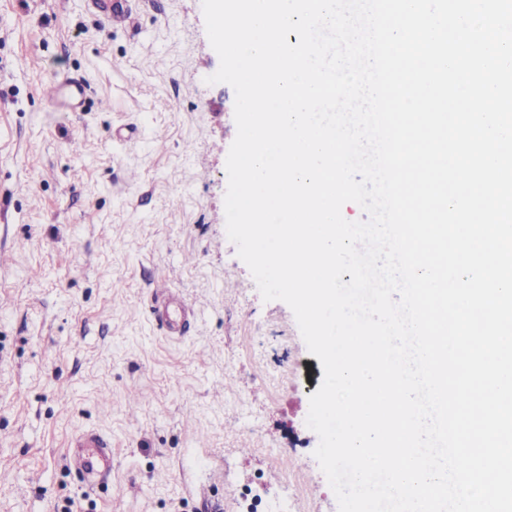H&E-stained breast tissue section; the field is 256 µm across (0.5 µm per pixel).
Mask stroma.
Instances as JSON below:
<instances>
[{
  "instance_id": "35a3bbf8",
  "label": "stroma",
  "mask_w": 512,
  "mask_h": 512,
  "mask_svg": "<svg viewBox=\"0 0 512 512\" xmlns=\"http://www.w3.org/2000/svg\"><path fill=\"white\" fill-rule=\"evenodd\" d=\"M130 7L0 0V512H235L259 469L292 512H338L306 425L321 362L227 236L235 93L206 82L202 0ZM65 78L78 102H49ZM161 272L195 308L178 333ZM92 431L112 468L90 483ZM99 1L95 3V6L101 9L106 18L109 21H113L116 23L127 24L129 26H133L135 23V18L132 13L128 10L125 4L122 2L123 0H93ZM77 448H88L89 455L96 458L103 466L106 475L110 463V444L107 440L94 432L82 434L76 442Z\"/></svg>"
}]
</instances>
